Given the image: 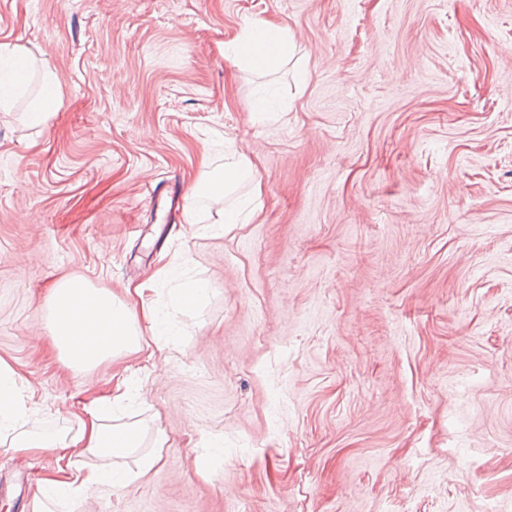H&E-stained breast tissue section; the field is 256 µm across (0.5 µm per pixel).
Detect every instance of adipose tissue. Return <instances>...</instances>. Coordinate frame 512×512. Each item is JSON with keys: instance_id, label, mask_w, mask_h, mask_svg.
<instances>
[{"instance_id": "obj_1", "label": "adipose tissue", "mask_w": 512, "mask_h": 512, "mask_svg": "<svg viewBox=\"0 0 512 512\" xmlns=\"http://www.w3.org/2000/svg\"><path fill=\"white\" fill-rule=\"evenodd\" d=\"M235 61L257 71H271L295 49L286 27L270 21L247 25L230 46ZM29 50L22 45L0 44V62L17 61L18 70L0 73V111H9L17 91L28 81L25 68ZM203 172L192 185L185 207L187 223H195V202L205 197L219 203L221 224L236 223L234 209L224 207V199L240 184L254 179L252 161L244 154L225 153L223 163H214L211 155L202 158ZM50 339L53 347L69 366L80 370L94 369L102 360L139 347V336L127 302L116 299L104 288L90 287L83 279L61 281L52 289L48 300ZM135 382L118 383L114 394L90 402L89 420L70 439L44 435L30 430L34 413L25 402L14 371L0 363V444L17 451H48L65 456L72 448L101 458L126 456L141 447L142 433L137 426L114 421L113 416L124 401L133 396ZM158 457L149 453L138 458L134 466L103 467L84 474L66 472L61 477L42 479L35 495L53 500L80 498L90 490L121 489L146 475Z\"/></svg>"}]
</instances>
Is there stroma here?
I'll return each instance as SVG.
<instances>
[{"instance_id": "35a3bbf8", "label": "stroma", "mask_w": 512, "mask_h": 512, "mask_svg": "<svg viewBox=\"0 0 512 512\" xmlns=\"http://www.w3.org/2000/svg\"><path fill=\"white\" fill-rule=\"evenodd\" d=\"M261 20L296 40L271 72L224 53ZM0 44L34 56L0 112V359L61 438L134 372L161 454L68 512H512V0H0ZM227 144L262 211L189 226ZM74 276L151 281L137 313L207 292L84 374L43 325ZM56 466L0 446V512H44ZM59 93L60 87L56 76L47 73L42 85L41 102L32 112H28L27 122L29 126L39 127L48 121L51 114L50 110L56 104ZM205 292L201 286L189 284L184 288H174L169 292V305L175 311L193 306Z\"/></svg>"}]
</instances>
